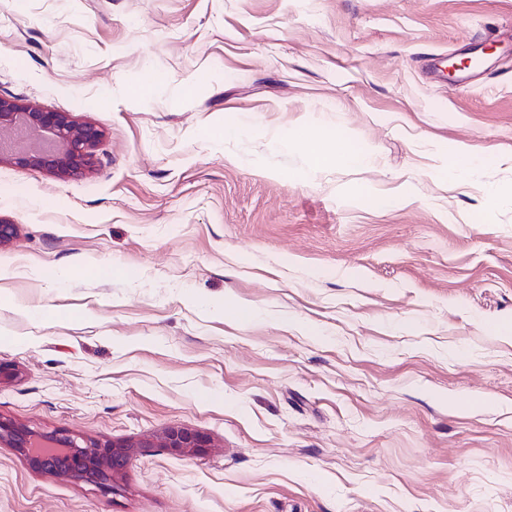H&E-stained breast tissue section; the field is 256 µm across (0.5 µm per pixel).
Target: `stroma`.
Masks as SVG:
<instances>
[{"label": "stroma", "mask_w": 512, "mask_h": 512, "mask_svg": "<svg viewBox=\"0 0 512 512\" xmlns=\"http://www.w3.org/2000/svg\"><path fill=\"white\" fill-rule=\"evenodd\" d=\"M0 97L102 133L0 164V416L210 440L107 492L0 447V512H512V0H0ZM316 168L356 167L367 164L370 156L360 147L350 143L336 131L332 133L301 132L295 139ZM331 145L328 146L327 144Z\"/></svg>", "instance_id": "obj_1"}]
</instances>
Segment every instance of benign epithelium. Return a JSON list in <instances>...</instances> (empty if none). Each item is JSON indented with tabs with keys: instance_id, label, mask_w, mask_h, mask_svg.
<instances>
[{
	"instance_id": "benign-epithelium-1",
	"label": "benign epithelium",
	"mask_w": 512,
	"mask_h": 512,
	"mask_svg": "<svg viewBox=\"0 0 512 512\" xmlns=\"http://www.w3.org/2000/svg\"><path fill=\"white\" fill-rule=\"evenodd\" d=\"M37 136L5 149L0 163L41 168L60 178L80 176L91 163V149L101 137L93 124L75 121L68 112H47L35 105L0 97V131H14L19 122ZM209 438L195 430L172 426L160 442L86 440L66 430L38 432L0 417V447L11 449L27 467L42 475L104 489L127 469L136 448H166L196 455L209 447Z\"/></svg>"
}]
</instances>
